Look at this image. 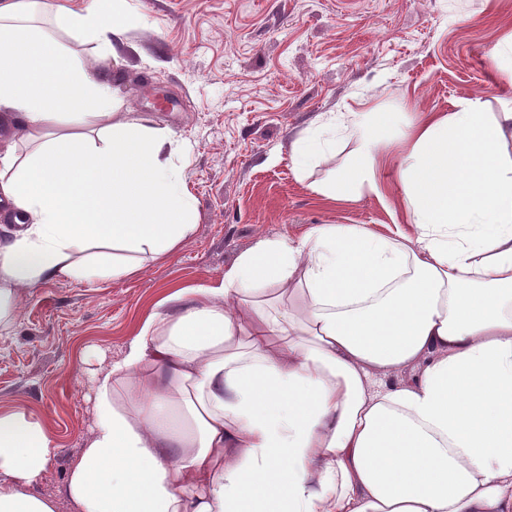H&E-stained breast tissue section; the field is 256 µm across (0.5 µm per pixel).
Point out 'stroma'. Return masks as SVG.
<instances>
[{"label": "stroma", "mask_w": 512, "mask_h": 512, "mask_svg": "<svg viewBox=\"0 0 512 512\" xmlns=\"http://www.w3.org/2000/svg\"><path fill=\"white\" fill-rule=\"evenodd\" d=\"M130 24L106 75L117 111L174 134L176 170L196 199L197 226L160 259L139 255L130 277L42 282L23 292L0 335V410L41 419L55 450L38 489L59 495L94 423L88 347L120 360L141 322L179 289L218 286L264 238L317 224L406 222L400 195L405 129L385 131L377 189L332 204L312 191L348 171L358 137L299 174L288 146L320 115L451 112L481 96L512 100L489 52L512 38V0H126Z\"/></svg>", "instance_id": "35a3bbf8"}]
</instances>
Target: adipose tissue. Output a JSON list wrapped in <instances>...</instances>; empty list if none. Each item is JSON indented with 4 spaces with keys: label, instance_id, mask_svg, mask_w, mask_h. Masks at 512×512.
<instances>
[{
    "label": "adipose tissue",
    "instance_id": "obj_1",
    "mask_svg": "<svg viewBox=\"0 0 512 512\" xmlns=\"http://www.w3.org/2000/svg\"><path fill=\"white\" fill-rule=\"evenodd\" d=\"M118 0L74 11L0 0V334L23 289L135 274L122 252H172L196 202L170 129L112 116L114 94L65 37L114 50ZM97 137H47L60 113ZM363 151L316 186L375 184L384 126L347 115ZM400 181L416 235L319 224L263 239L219 285L178 291L120 361L88 372L94 426L62 493L78 512H512V106L476 96L408 125ZM288 305L265 307L264 287ZM55 449L40 419L0 412V512L37 493Z\"/></svg>",
    "mask_w": 512,
    "mask_h": 512
}]
</instances>
